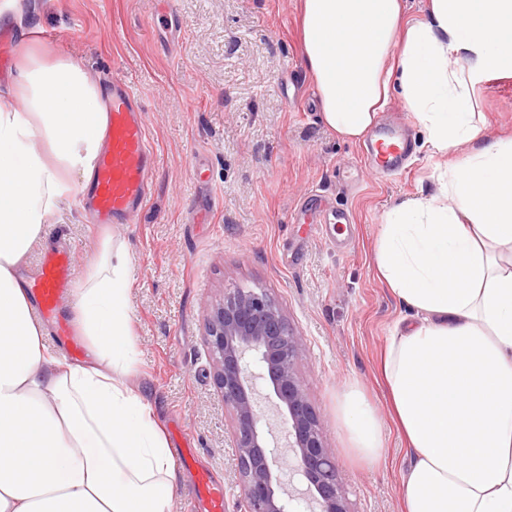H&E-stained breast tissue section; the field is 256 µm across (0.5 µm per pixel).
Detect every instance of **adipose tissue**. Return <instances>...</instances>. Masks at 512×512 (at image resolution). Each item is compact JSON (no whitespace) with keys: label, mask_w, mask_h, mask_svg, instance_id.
I'll use <instances>...</instances> for the list:
<instances>
[{"label":"adipose tissue","mask_w":512,"mask_h":512,"mask_svg":"<svg viewBox=\"0 0 512 512\" xmlns=\"http://www.w3.org/2000/svg\"><path fill=\"white\" fill-rule=\"evenodd\" d=\"M301 0L303 49L324 124L364 138L399 86L449 156L439 192L387 212L375 263L415 311L381 373L413 462L401 512H512V141L489 139L472 90L512 73V0ZM105 103L83 66L23 56L0 95V512H172L175 454L131 366V258L109 242L73 305L84 362L52 355L19 270L49 215L90 180ZM351 457L376 466L380 423L358 382L338 393Z\"/></svg>","instance_id":"adipose-tissue-1"}]
</instances>
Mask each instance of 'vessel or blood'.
<instances>
[{"mask_svg": "<svg viewBox=\"0 0 512 512\" xmlns=\"http://www.w3.org/2000/svg\"><path fill=\"white\" fill-rule=\"evenodd\" d=\"M106 146L100 154L89 187L80 199L94 214L97 223L135 222L146 199V176L154 164L145 114L131 88L112 85L107 112ZM409 156L407 141L386 124L377 125L365 144V162L378 173L402 172ZM74 274V253L62 246L44 254L33 278L31 293L40 318L52 320L53 333L70 358H78L81 348L70 336L68 321L60 309ZM180 465L194 470L190 512H226L224 484L211 470L197 467L192 449L178 453Z\"/></svg>", "mask_w": 512, "mask_h": 512, "instance_id": "vessel-or-blood-1", "label": "vessel or blood"}]
</instances>
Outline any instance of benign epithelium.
Masks as SVG:
<instances>
[{"instance_id": "benign-epithelium-1", "label": "benign epithelium", "mask_w": 512, "mask_h": 512, "mask_svg": "<svg viewBox=\"0 0 512 512\" xmlns=\"http://www.w3.org/2000/svg\"><path fill=\"white\" fill-rule=\"evenodd\" d=\"M204 327L214 384L233 415L242 512H292L293 495L284 480L289 470L306 484L310 512H351L335 449L297 375L299 336L280 306L262 288L227 289L207 308ZM259 379L276 398L294 459L291 468L264 437L257 406Z\"/></svg>"}]
</instances>
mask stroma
<instances>
[{
	"instance_id": "1",
	"label": "stroma",
	"mask_w": 512,
	"mask_h": 512,
	"mask_svg": "<svg viewBox=\"0 0 512 512\" xmlns=\"http://www.w3.org/2000/svg\"><path fill=\"white\" fill-rule=\"evenodd\" d=\"M300 0H23V24L0 27L8 89L22 46L80 62L111 93L129 84L145 111L155 163L132 224H94L75 206L49 218L22 277L57 244L76 254L81 285L106 240L131 253L132 383L164 428L181 427L200 465L239 512L232 414L213 382L204 315L224 291L265 289L301 338L298 373L344 479L353 512H400L411 457L389 417L378 363L394 324L410 317L379 279L374 248L398 202L437 193L440 157L399 91L382 111L414 154L397 176L374 173L362 143L320 119L299 36ZM490 138L512 137V76L477 87ZM364 388L385 455L360 466L346 452L340 387Z\"/></svg>"
}]
</instances>
